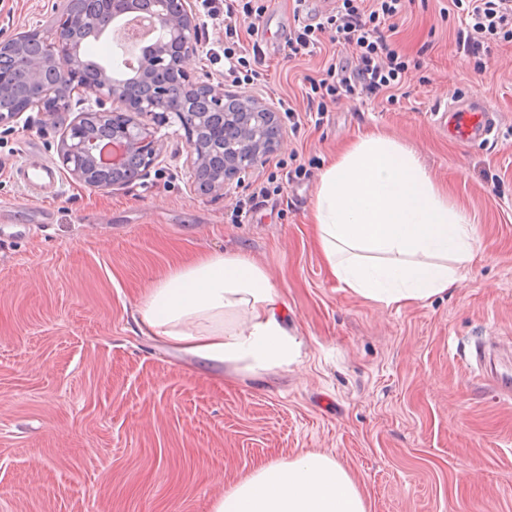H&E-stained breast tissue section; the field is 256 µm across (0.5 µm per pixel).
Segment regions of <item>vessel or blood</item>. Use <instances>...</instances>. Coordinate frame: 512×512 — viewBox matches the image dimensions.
Masks as SVG:
<instances>
[{
  "label": "vessel or blood",
  "mask_w": 512,
  "mask_h": 512,
  "mask_svg": "<svg viewBox=\"0 0 512 512\" xmlns=\"http://www.w3.org/2000/svg\"><path fill=\"white\" fill-rule=\"evenodd\" d=\"M436 114L451 138L466 144L488 141L500 123L498 112L483 100L460 96L440 103ZM18 180L30 191L40 192L56 186L58 176L47 162L25 156L15 169Z\"/></svg>",
  "instance_id": "b4317fda"
}]
</instances>
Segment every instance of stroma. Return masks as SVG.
<instances>
[{"label":"stroma","instance_id":"1","mask_svg":"<svg viewBox=\"0 0 512 512\" xmlns=\"http://www.w3.org/2000/svg\"><path fill=\"white\" fill-rule=\"evenodd\" d=\"M63 0H0V41L48 31ZM448 0H411L394 39L423 65L408 98L340 99L320 123L286 131L280 149L229 190H190L188 148L166 127L147 176L103 192L61 173L35 198L13 176L24 154L58 164L57 144L95 96L72 109L24 112L0 126V512H210L255 466L322 452L345 467L367 512H512V393L471 371L481 339L512 338V42L474 71L456 43ZM293 0L264 16L266 63L253 94L304 112L307 78L350 47L324 42L288 58ZM189 69L224 80V30ZM481 97L500 112L494 141L460 143L435 122L438 102ZM415 149L475 222L479 248L460 287L384 309L341 288L308 215L320 175L362 132ZM270 195L250 223L230 214L257 186ZM245 251L281 289L308 352L300 366L216 382L137 332V304L181 263Z\"/></svg>","mask_w":512,"mask_h":512}]
</instances>
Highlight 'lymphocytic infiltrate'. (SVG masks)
I'll use <instances>...</instances> for the list:
<instances>
[{
  "label": "lymphocytic infiltrate",
  "mask_w": 512,
  "mask_h": 512,
  "mask_svg": "<svg viewBox=\"0 0 512 512\" xmlns=\"http://www.w3.org/2000/svg\"><path fill=\"white\" fill-rule=\"evenodd\" d=\"M269 0H202L206 15L224 27V78L232 84H256L261 77L265 53L260 42L251 47L240 43L241 27L258 30ZM407 0H339L335 13L314 24L300 23L290 31L289 58L313 55L330 36L352 48L349 61L329 63L305 87L308 115L322 117L328 102L345 97L352 100L387 95L396 101L405 85L412 61L389 37L394 21L406 9ZM465 15L468 35L463 42L475 70H483L498 41L512 39V0H451Z\"/></svg>",
  "instance_id": "f902f5d3"
}]
</instances>
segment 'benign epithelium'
I'll return each mask as SVG.
<instances>
[{
  "label": "benign epithelium",
  "mask_w": 512,
  "mask_h": 512,
  "mask_svg": "<svg viewBox=\"0 0 512 512\" xmlns=\"http://www.w3.org/2000/svg\"><path fill=\"white\" fill-rule=\"evenodd\" d=\"M152 0L153 15L163 40L145 53L138 81L148 87L145 97L128 93L129 79L119 78L112 69L87 62L82 53L81 33L104 29L112 21L113 10L140 7V0H86L87 8L73 7L75 0L58 16L44 41L45 47L28 55L24 68L28 74L27 103L21 110H0V124L15 121L21 114L38 109L68 112L73 93L83 89L96 94V108L82 111L63 133L57 154L63 168L77 181L108 191L140 179L154 164L162 149L158 128L185 115L183 97L165 84L153 82L159 69L172 68L181 76L184 94L203 89L197 118L215 127L235 133L233 154L224 161V172L211 190H224L240 175L261 163L281 147L284 128L280 113L258 98L241 92L231 95L241 108L229 112L223 89L203 86L188 69V61L197 53L199 17L195 0ZM188 154L191 187L201 186L199 174L208 164L205 153L194 143L191 125L183 123Z\"/></svg>",
  "instance_id": "benign-epithelium-1"
}]
</instances>
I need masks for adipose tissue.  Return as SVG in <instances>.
<instances>
[{"mask_svg": "<svg viewBox=\"0 0 512 512\" xmlns=\"http://www.w3.org/2000/svg\"><path fill=\"white\" fill-rule=\"evenodd\" d=\"M330 274L388 308L456 287L457 265L474 256L468 215L421 157L393 135L358 137L322 172L310 213ZM148 336L225 372L262 378L299 366L306 353L288 306L246 253H212L174 268L137 307ZM212 512H366L349 473L331 456L306 453L263 463Z\"/></svg>", "mask_w": 512, "mask_h": 512, "instance_id": "ef3b65f1", "label": "adipose tissue"}]
</instances>
